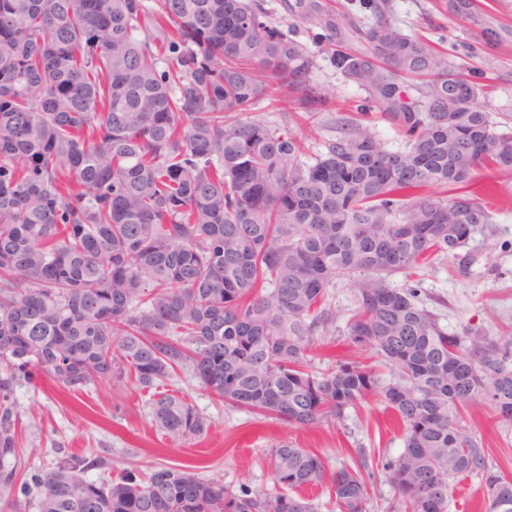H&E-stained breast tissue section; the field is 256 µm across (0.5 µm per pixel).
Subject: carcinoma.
I'll list each match as a JSON object with an SVG mask.
<instances>
[{
  "instance_id": "cac0c4a2",
  "label": "carcinoma",
  "mask_w": 512,
  "mask_h": 512,
  "mask_svg": "<svg viewBox=\"0 0 512 512\" xmlns=\"http://www.w3.org/2000/svg\"><path fill=\"white\" fill-rule=\"evenodd\" d=\"M359 8L358 25L319 21L365 106L336 112L340 135L306 165L288 128L240 119L272 85L310 120L333 111L315 56L259 0H0L1 487L38 488V512H317L289 491L326 484L337 512H370L363 448L329 470L280 443L272 492L182 464L89 482L101 455L22 483L8 466L20 381L40 372L78 394L133 376L152 389L186 369L224 404L295 427L377 391L404 437L383 466L390 512H448L452 482L472 475L487 512H512V477L461 423L476 400L512 421V336H450L416 289L389 285L487 231L464 188L481 169L512 173V129L480 104L484 73L404 34L384 0ZM370 111L403 150L357 120ZM338 279L357 296L346 341L390 365L386 384L356 360L310 365ZM150 415L173 439L207 427L166 392ZM373 132L378 141L389 151H400L405 147L403 136L388 122L375 121L372 125Z\"/></svg>"
}]
</instances>
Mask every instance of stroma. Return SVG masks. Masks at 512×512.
<instances>
[{
  "mask_svg": "<svg viewBox=\"0 0 512 512\" xmlns=\"http://www.w3.org/2000/svg\"><path fill=\"white\" fill-rule=\"evenodd\" d=\"M388 2L389 14L403 33L425 40L452 60L487 70L492 82L485 105L500 118L512 117V0H478L475 23L450 13L448 0ZM317 5L346 14L354 22L361 18L354 0H264L270 21L315 55V82L334 92L337 103L349 109L361 93L330 64L320 42L325 31L313 11ZM248 117L288 127L301 140L302 159L309 164L339 134L334 113H323L319 123H311L275 87ZM477 182L494 185L493 191L480 197L491 216L488 231L476 234L458 257H438L415 275H397L390 281L396 289L417 288L420 304L452 336L468 329L489 336L512 331V175L491 179L483 174ZM356 302L346 281L329 288L326 304L336 320L327 335L318 337L309 358L322 368L334 357L353 354L382 381H390L392 370L374 349L355 351L346 343V323ZM166 389L184 397L208 419L202 436L176 441L157 429L149 415L152 392L132 379L98 383L81 394L42 375L34 383H21L14 392L22 435L16 460L20 471L29 475L52 467L62 455L81 460L103 452L106 465L85 470L86 480L112 481L131 469L148 473L161 464L180 463L227 485L268 490L272 487L268 450L280 442L306 448L334 469L351 464L358 448L366 449L368 464L376 469L403 451L397 418L376 394L318 427L298 428L225 405L187 370L169 381ZM462 423L485 448L490 467L512 472V426L502 425L483 402L467 405Z\"/></svg>",
  "mask_w": 512,
  "mask_h": 512,
  "instance_id": "stroma-1",
  "label": "stroma"
}]
</instances>
